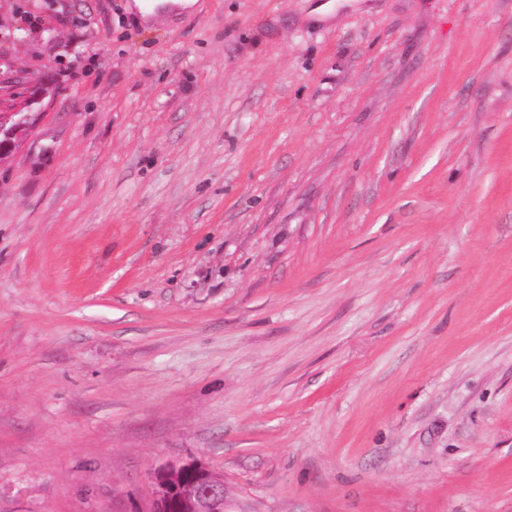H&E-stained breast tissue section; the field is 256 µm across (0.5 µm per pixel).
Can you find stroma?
Returning <instances> with one entry per match:
<instances>
[{
  "label": "stroma",
  "instance_id": "obj_1",
  "mask_svg": "<svg viewBox=\"0 0 512 512\" xmlns=\"http://www.w3.org/2000/svg\"><path fill=\"white\" fill-rule=\"evenodd\" d=\"M127 3L0 0V512H512V0ZM0 135H4V137L7 139L5 145L0 147V155H3L5 152H7L11 146H12V136L14 133V130L22 125V121L26 119L27 115L23 116L21 118V121L19 122V125H13L10 128L6 129L7 120H10L14 115H17L19 113H22L24 110L28 109L31 106L30 101L25 102H19L14 103L12 101H8L4 98V94L2 93V89L0 90ZM7 108L10 112H2L1 108ZM151 512H226L224 475L197 462L169 463L152 478Z\"/></svg>",
  "mask_w": 512,
  "mask_h": 512
}]
</instances>
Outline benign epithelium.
<instances>
[{
  "instance_id": "1",
  "label": "benign epithelium",
  "mask_w": 512,
  "mask_h": 512,
  "mask_svg": "<svg viewBox=\"0 0 512 512\" xmlns=\"http://www.w3.org/2000/svg\"><path fill=\"white\" fill-rule=\"evenodd\" d=\"M31 106V101L14 103L0 93V135L6 143L0 155L12 146L16 126L6 127L7 120ZM152 512H227L224 475L197 462L169 463L155 472L152 478Z\"/></svg>"
}]
</instances>
